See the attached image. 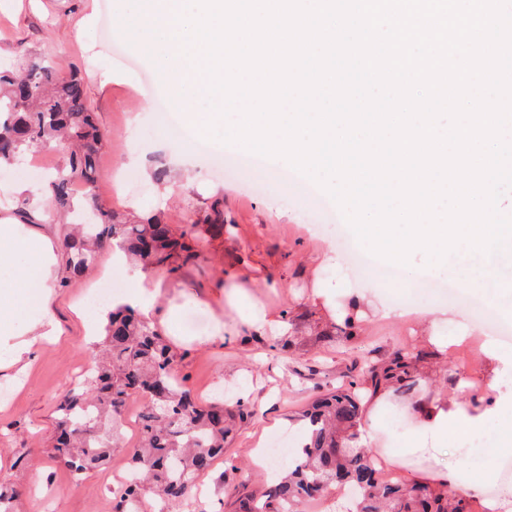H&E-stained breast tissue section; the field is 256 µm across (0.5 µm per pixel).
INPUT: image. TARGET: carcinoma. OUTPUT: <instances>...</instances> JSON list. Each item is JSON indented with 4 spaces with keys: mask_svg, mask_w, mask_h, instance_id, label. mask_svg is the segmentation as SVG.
Wrapping results in <instances>:
<instances>
[{
    "mask_svg": "<svg viewBox=\"0 0 512 512\" xmlns=\"http://www.w3.org/2000/svg\"><path fill=\"white\" fill-rule=\"evenodd\" d=\"M67 145L65 164L49 183L62 207L73 198L72 186L96 183V155L101 136L87 104L84 87L73 73L57 76L46 62L29 60L18 71H0V168L40 144ZM99 218L80 224L64 238L69 267L79 274L96 260L110 240L144 269L177 257L197 260L193 243L196 225L180 235L150 217L128 224L98 206ZM372 389L391 386L407 392L416 385L412 359L398 352L389 362L367 361L360 367ZM143 400L139 442L130 457L133 481L114 495V512H135L151 498L164 505L180 504L194 494L196 479L224 455L236 420L253 415L244 400L229 408L222 402L197 403L177 371V356L151 324L134 308L112 311L105 341L83 388L69 390L56 408L54 458L80 480L112 455L119 439L116 422L132 397ZM306 443L288 461V474L260 497L238 499V512H301L334 484L357 489L354 512H471L459 487L434 492L409 486L399 476L377 470L369 453L353 445L361 425L362 398L353 387H338L314 399L301 414Z\"/></svg>",
    "mask_w": 512,
    "mask_h": 512,
    "instance_id": "obj_1",
    "label": "carcinoma"
}]
</instances>
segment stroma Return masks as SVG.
<instances>
[{
    "instance_id": "obj_1",
    "label": "stroma",
    "mask_w": 512,
    "mask_h": 512,
    "mask_svg": "<svg viewBox=\"0 0 512 512\" xmlns=\"http://www.w3.org/2000/svg\"><path fill=\"white\" fill-rule=\"evenodd\" d=\"M133 20L122 18L114 0H0V66H16L21 54L50 62L59 76L78 73L88 105L103 137L97 155L95 194L99 204L119 218H158L181 232L188 221H203L220 206L223 231L206 233L201 263H187L176 273L152 269L161 284L159 305L179 296L183 328L189 343L176 348L178 373L201 401H212L214 389L225 402L245 399L253 410L238 424L224 455L198 480L201 507L185 512H233L242 493L262 491L267 476L288 467L287 460H262L260 442L282 437L295 448L301 430L296 413L315 396L358 381L357 364L365 359L386 361L395 351L416 354L418 387L392 394L379 411L390 432L389 449L416 465L412 450L420 433L409 422L421 397L448 396L450 377L461 375L459 353L467 344L458 322L479 324L470 310L449 304L420 282L380 283L375 265L356 269L347 246L354 237L342 230V215L329 196L314 208L283 181L290 167L266 159L263 167L236 170L209 166L191 140H177L160 130L153 104L173 99L170 83L162 80V57L130 36ZM136 144L138 159L127 156ZM66 159L64 147H37L21 163L0 172V213L15 212L24 196L19 184L44 188L51 169ZM336 254L338 267L322 264L325 250ZM112 255L104 244L89 271L56 288L53 312L64 335L45 345L23 383L0 373V456L8 460L6 474L18 490L11 512H113L114 471L104 466L74 481L68 469L51 456L56 407L68 392L71 376L90 368L101 347V333H87L71 310L87 297L99 271ZM235 279L258 295L267 308L280 311L292 326L278 338L242 333L222 345H200L222 308H208L210 297ZM323 282L337 306L351 293L370 289L376 304L392 306L398 297L411 308L447 312L448 321L436 333L420 324L381 319L365 312L355 323L353 338L341 331L343 320L314 306L310 297Z\"/></svg>"
}]
</instances>
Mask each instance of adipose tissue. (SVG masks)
Wrapping results in <instances>:
<instances>
[{
	"label": "adipose tissue",
	"mask_w": 512,
	"mask_h": 512,
	"mask_svg": "<svg viewBox=\"0 0 512 512\" xmlns=\"http://www.w3.org/2000/svg\"><path fill=\"white\" fill-rule=\"evenodd\" d=\"M60 232L55 224H20L0 217V371L25 372L36 352L48 342L60 340L64 331L52 312V282L60 266ZM113 269L125 272L126 292L117 297L116 305L137 308L147 320H159L165 328L175 325L179 314L176 300L157 309L158 283L128 266L121 251L112 254ZM224 298L238 316L241 327L255 333L285 334L290 330L282 314L266 308L256 296L237 284H230ZM501 369L488 381L485 397L491 407H475L467 402L449 399L419 400L414 407V421L426 444L435 446L448 431L467 436L481 430L495 406L512 405V389L506 379L512 374V353L500 356ZM407 479L415 485H426L443 491L448 486L469 489L481 497L480 486L473 484L464 465L432 464L411 471Z\"/></svg>",
	"instance_id": "obj_1"
}]
</instances>
